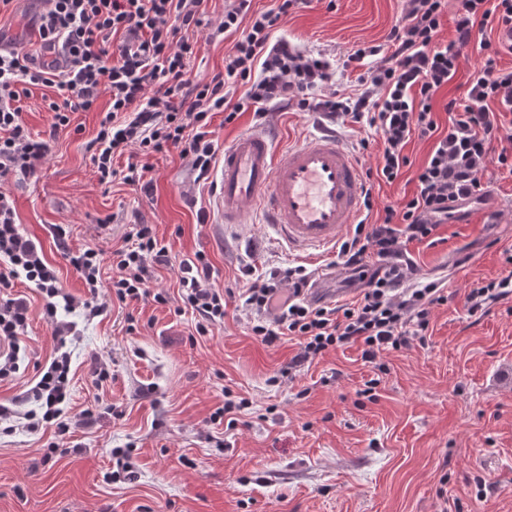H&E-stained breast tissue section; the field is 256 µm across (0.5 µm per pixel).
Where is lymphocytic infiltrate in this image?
Segmentation results:
<instances>
[{"label": "lymphocytic infiltrate", "mask_w": 512, "mask_h": 512, "mask_svg": "<svg viewBox=\"0 0 512 512\" xmlns=\"http://www.w3.org/2000/svg\"><path fill=\"white\" fill-rule=\"evenodd\" d=\"M35 30L38 49L0 43V177L30 175L50 149L49 140L32 136L21 120L20 102L32 88L53 89L46 109L52 132L68 129L77 112L99 111V128L90 141L100 181L122 178L133 185L143 177L137 163L125 173L113 166L129 151L147 156L171 148L190 159L195 182L207 184L219 146L210 131L215 113L234 123L243 112L264 114L267 107L318 112L342 123H365L382 143L376 167L366 168L365 186L393 183L403 169L414 167L416 190L385 205L376 222L355 224L340 245L345 267L366 276L356 302L329 306L304 299L308 276L299 266L275 268L253 277L243 269L242 308L251 332L268 346L287 336L302 340L294 366L312 361L332 348L358 343L365 362L381 354L425 340L435 305L445 302L442 283L416 287L406 282L416 272L409 254L412 242L435 244L439 225L454 219L461 204L485 197L489 168L512 173V128L502 116L512 112V68L500 67L502 53H512V0H456L455 36L438 41L447 0H406L405 14L392 26L385 43L360 45L349 61L376 58L359 76L357 89L336 90L335 66L270 36L284 17L310 0H271L257 9L253 0H224L220 34H231L224 70L211 79L191 78V63L201 46L189 38L203 23L206 0H39ZM117 54H110V44ZM475 50L480 65L461 96L438 102L439 92L455 77L465 50ZM106 108H99L100 95ZM448 114L447 125L435 119ZM429 140L426 161L412 166L405 153L411 138ZM64 259L82 276L90 297L82 305L86 319L104 306L97 297L107 288L118 301L152 299L164 305L169 297L155 288L149 269L168 262V251L152 225L135 227L131 245L112 254L116 277L102 279L93 249L64 252ZM0 288L21 278L39 291L44 311L54 319L57 349L53 359L24 391L31 410L18 412L0 405V421L24 420L27 429L55 422L60 433L69 425L63 415L70 400L71 356L66 345L71 324L57 321L58 308H73L74 298L59 286L56 269L41 247L26 238L16 222L14 203L0 192ZM180 299L196 313L197 335H209L224 322V292L212 284L213 266L203 252L180 264ZM290 288L274 319L264 316L274 296ZM28 306L19 298L0 301V338L9 339L12 354L0 356V381L19 368L20 336Z\"/></svg>", "instance_id": "obj_1"}]
</instances>
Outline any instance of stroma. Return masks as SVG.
<instances>
[{
	"mask_svg": "<svg viewBox=\"0 0 512 512\" xmlns=\"http://www.w3.org/2000/svg\"><path fill=\"white\" fill-rule=\"evenodd\" d=\"M39 7L14 0L0 15V37L36 47ZM404 8V0H311L274 36L333 59L344 90L366 70L347 63L349 51L384 43ZM223 16L224 0H209L194 75L224 69L223 42L204 40ZM320 120L315 112L248 111L228 125L219 113L210 129L223 142L264 128L285 147L316 134ZM22 121L50 138L51 152L34 175L0 179V191L10 193L22 234L57 267L61 288L79 301L89 296L61 258L55 225L66 228L69 248L97 251L108 277L133 226L151 224L169 258L155 267V285L171 300H113L90 321L82 309H59L77 336L69 406L96 419L63 436L52 425L0 430V512H512V296L484 313L464 308L469 287L500 276L512 254V174L490 170L489 202L472 223L440 225L442 244L410 243L422 281H440L448 296L432 311L425 344L383 355L382 372L356 344L294 369L298 337L262 344L238 296L227 297L222 326L195 336L192 313L179 310V264L204 252L221 289L234 287L245 266L258 275L276 266L300 265L312 276L332 269L326 285L345 303L360 284L335 248L291 253L249 210L221 230L199 223L198 210L214 213L213 195L194 185L188 159L173 148L148 158L138 185L100 183L87 149L97 113H75L72 128L52 132L41 89L25 100ZM12 294L26 300L29 321L20 370L0 383L5 405L57 345L38 291L20 282ZM101 363L109 376L100 382ZM373 378L369 396L363 388ZM228 390L247 401L230 430L210 420ZM116 448L132 451L131 479L111 478Z\"/></svg>",
	"mask_w": 512,
	"mask_h": 512,
	"instance_id": "stroma-1",
	"label": "stroma"
}]
</instances>
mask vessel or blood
I'll list each match as a JSON object with an SVG mask.
<instances>
[{"instance_id": "vessel-or-blood-1", "label": "vessel or blood", "mask_w": 512, "mask_h": 512, "mask_svg": "<svg viewBox=\"0 0 512 512\" xmlns=\"http://www.w3.org/2000/svg\"><path fill=\"white\" fill-rule=\"evenodd\" d=\"M214 182L218 223H240L252 208L305 256L334 246L363 208L361 165L328 132L284 149L270 132L239 134L225 144Z\"/></svg>"}]
</instances>
